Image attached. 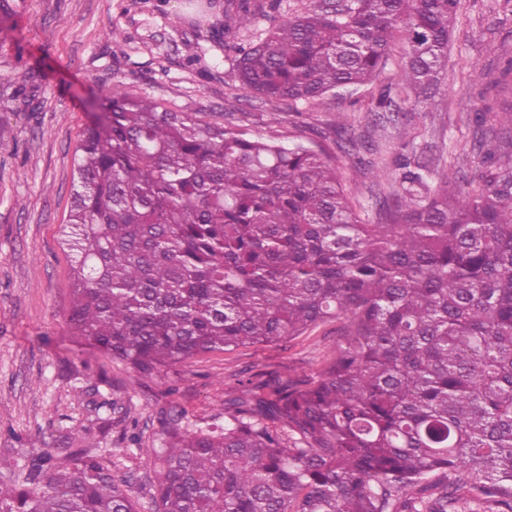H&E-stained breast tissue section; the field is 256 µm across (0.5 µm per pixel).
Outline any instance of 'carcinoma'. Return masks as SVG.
<instances>
[{"instance_id": "1", "label": "carcinoma", "mask_w": 512, "mask_h": 512, "mask_svg": "<svg viewBox=\"0 0 512 512\" xmlns=\"http://www.w3.org/2000/svg\"><path fill=\"white\" fill-rule=\"evenodd\" d=\"M238 30L258 17L227 0ZM462 0H336L236 48L268 103L355 91L409 44L396 95L439 109ZM512 149L506 126L481 162ZM336 155L198 120L112 82L74 156L64 224L73 335L151 378L198 354L290 341L336 319L316 377L226 400L224 428L152 448L155 512H512V157L448 189L405 157L378 223ZM0 512H137L90 455L31 453Z\"/></svg>"}]
</instances>
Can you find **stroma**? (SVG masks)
Returning a JSON list of instances; mask_svg holds the SVG:
<instances>
[{
  "label": "stroma",
  "mask_w": 512,
  "mask_h": 512,
  "mask_svg": "<svg viewBox=\"0 0 512 512\" xmlns=\"http://www.w3.org/2000/svg\"><path fill=\"white\" fill-rule=\"evenodd\" d=\"M0 8V483L22 474L30 450L101 455L129 480L138 512H154L151 451L164 422L198 428L223 424L224 400L280 378L308 380L332 358L336 324L328 321L292 341L244 345L197 355L146 379L111 353L73 336L66 316L72 277L62 243L71 201L74 151L114 80L167 108L203 121L276 129L321 140L339 159L337 173L370 222L395 182L375 183L369 169L393 168L401 154L451 160L456 182L476 177L475 134L499 126L498 111L478 118L482 81L512 55V7L504 0H464L443 81L439 112L371 111L369 101L394 84L408 52L397 41L386 68L357 97H326L291 110L234 90L226 72L244 32L226 33L224 0H8ZM482 72L468 80L470 68ZM36 89L38 111L18 92ZM412 129L406 142L402 131ZM136 417L140 445L123 438Z\"/></svg>",
  "instance_id": "1"
}]
</instances>
